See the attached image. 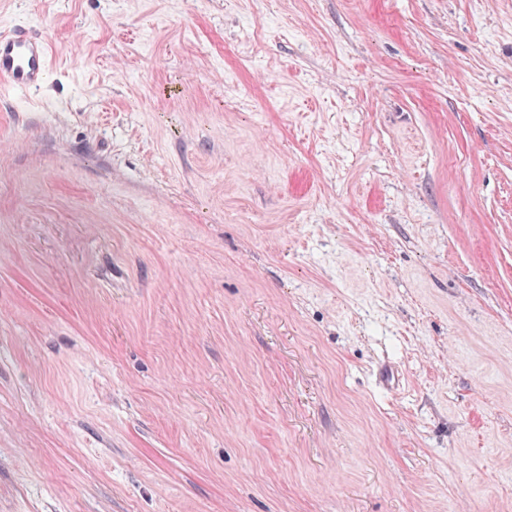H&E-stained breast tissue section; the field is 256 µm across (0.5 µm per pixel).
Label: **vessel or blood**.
<instances>
[{"instance_id":"b4317fda","label":"vessel or blood","mask_w":512,"mask_h":512,"mask_svg":"<svg viewBox=\"0 0 512 512\" xmlns=\"http://www.w3.org/2000/svg\"><path fill=\"white\" fill-rule=\"evenodd\" d=\"M49 70L48 47L23 27L0 35V79L19 90L39 87Z\"/></svg>"}]
</instances>
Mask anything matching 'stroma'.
Wrapping results in <instances>:
<instances>
[{
	"label": "stroma",
	"instance_id": "stroma-1",
	"mask_svg": "<svg viewBox=\"0 0 512 512\" xmlns=\"http://www.w3.org/2000/svg\"><path fill=\"white\" fill-rule=\"evenodd\" d=\"M0 512H512V0H0ZM49 70L48 47L24 27H15L0 36V77L12 87L30 90L39 87Z\"/></svg>",
	"mask_w": 512,
	"mask_h": 512
}]
</instances>
